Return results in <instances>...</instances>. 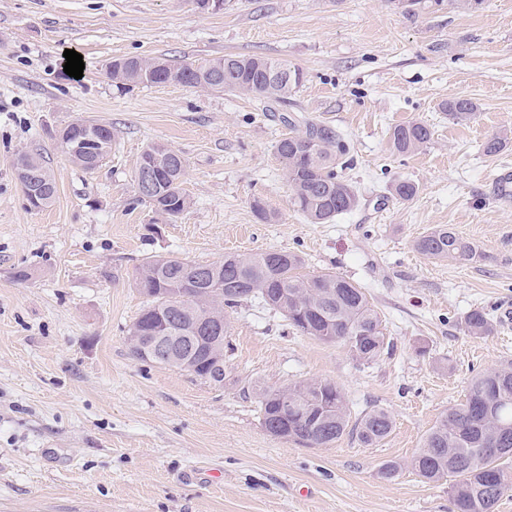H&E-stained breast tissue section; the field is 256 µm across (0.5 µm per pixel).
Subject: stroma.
I'll list each match as a JSON object with an SVG mask.
<instances>
[{
  "instance_id": "obj_1",
  "label": "stroma",
  "mask_w": 512,
  "mask_h": 512,
  "mask_svg": "<svg viewBox=\"0 0 512 512\" xmlns=\"http://www.w3.org/2000/svg\"><path fill=\"white\" fill-rule=\"evenodd\" d=\"M82 55V78L64 71ZM261 55L304 81L284 102L176 82L115 86L112 60ZM477 106L452 120L442 105ZM302 116L337 130L341 174L359 207L331 224L293 210L275 144ZM79 119L111 125L96 170L74 164L56 133ZM428 125L430 142L393 150V126ZM512 133V0L476 10L406 14L395 0H0V512H450L448 481L410 468L438 417L470 378L512 364V205L492 176L512 163L483 143ZM161 142L187 163L192 203L168 221L139 201L135 167ZM42 156L56 183L31 209L13 161ZM418 185L398 200L397 181ZM261 201L276 214L260 221ZM448 225L477 249L471 261L419 254L416 238ZM293 251L305 273L334 272L365 288L391 348L371 364L297 333L251 299L227 312L228 378L216 388L135 359L126 338L145 296L146 258L211 263L230 253ZM27 279H18L19 270ZM490 335L464 328L473 309ZM327 379L353 416L389 411L391 434L305 448L271 436L250 386ZM400 476H379L388 460ZM220 470L213 479L209 470ZM464 328L470 336L483 337L492 333L493 323L485 310L474 309L465 316Z\"/></svg>"
}]
</instances>
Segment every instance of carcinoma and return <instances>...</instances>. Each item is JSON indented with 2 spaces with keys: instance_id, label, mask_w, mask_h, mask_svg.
<instances>
[{
  "instance_id": "carcinoma-1",
  "label": "carcinoma",
  "mask_w": 512,
  "mask_h": 512,
  "mask_svg": "<svg viewBox=\"0 0 512 512\" xmlns=\"http://www.w3.org/2000/svg\"><path fill=\"white\" fill-rule=\"evenodd\" d=\"M156 67L142 65L112 71L119 88L178 81L184 86H205L212 90L259 94L284 102L303 82L302 72L287 61L258 55L205 58L179 63L157 57ZM452 118L471 119L475 103L457 98L444 104ZM431 140L428 126L407 122L391 128L393 149L401 154L415 152ZM509 143L506 135H495L483 144L487 156H495ZM345 146L341 134L308 121L304 130L280 139L275 152L284 165L290 202L310 224H327L356 209L360 199L356 188L337 171ZM176 151L162 143L148 146L142 162L155 173L153 190L137 193L155 212L170 219L183 214L190 205L183 188L186 167L172 165ZM27 167L38 188L40 207L50 205L57 186L49 168L36 154L21 153L14 170ZM416 251L435 260H471L472 242L446 225H439L416 239ZM304 258L287 251L270 250L235 254L233 260L196 263L175 254L149 258L139 269L135 287L147 298V306L133 322L127 335L161 336L163 342L148 362L184 371L196 378L211 369L214 344H224L229 325L217 341L203 319L207 310L197 299V290L212 298L219 308H234L243 300L257 298L269 309L281 313L288 325L305 336L328 343L347 344L355 340L356 361L371 363L389 350L383 320L364 288L333 272L302 275ZM470 336L483 337L493 331L489 314L474 309L464 318ZM258 399L261 425L277 426L294 442L308 448L326 447L345 434L373 446L393 429V418L384 409H373L350 423L345 392L328 380L306 379L288 386V398H311L305 412L283 413L269 398L273 389L251 386ZM509 425L503 434L502 425ZM509 451H504V448ZM412 468L428 482L458 477L451 486L453 512H496L501 499L512 492V366L491 368L474 375L465 400L448 408L429 429L413 456Z\"/></svg>"
}]
</instances>
